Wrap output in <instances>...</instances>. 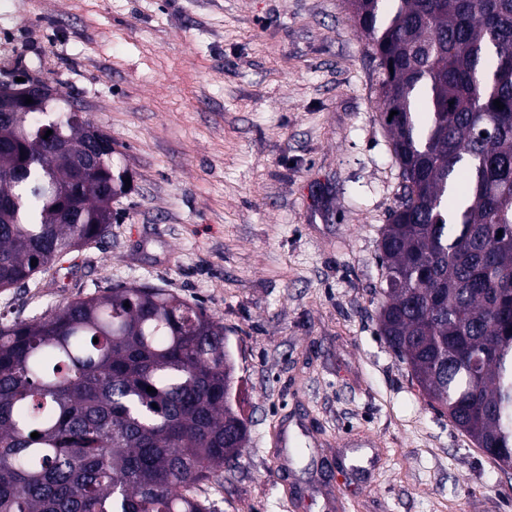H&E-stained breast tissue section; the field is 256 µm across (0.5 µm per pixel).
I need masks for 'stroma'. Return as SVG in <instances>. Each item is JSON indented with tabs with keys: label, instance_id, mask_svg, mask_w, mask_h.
Masks as SVG:
<instances>
[{
	"label": "stroma",
	"instance_id": "obj_1",
	"mask_svg": "<svg viewBox=\"0 0 512 512\" xmlns=\"http://www.w3.org/2000/svg\"><path fill=\"white\" fill-rule=\"evenodd\" d=\"M19 57L132 189L73 270L0 290L1 320L131 284L219 317L251 420L202 490L219 512H512V471L379 334L401 177L348 0H0V69Z\"/></svg>",
	"mask_w": 512,
	"mask_h": 512
}]
</instances>
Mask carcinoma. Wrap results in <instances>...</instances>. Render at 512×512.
I'll use <instances>...</instances> for the list:
<instances>
[{"instance_id":"obj_1","label":"carcinoma","mask_w":512,"mask_h":512,"mask_svg":"<svg viewBox=\"0 0 512 512\" xmlns=\"http://www.w3.org/2000/svg\"><path fill=\"white\" fill-rule=\"evenodd\" d=\"M350 4L401 171L380 336L491 460L512 457V0ZM91 126L51 107L0 115L1 290L116 218L124 175ZM74 155L91 160L81 182ZM231 367L224 324L165 288L1 322L0 512H217L195 490L246 443Z\"/></svg>"}]
</instances>
